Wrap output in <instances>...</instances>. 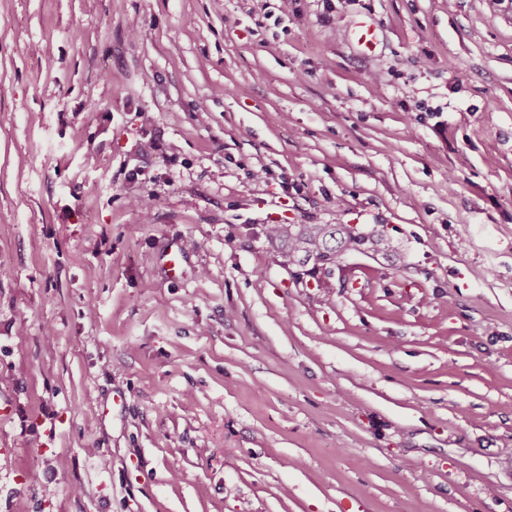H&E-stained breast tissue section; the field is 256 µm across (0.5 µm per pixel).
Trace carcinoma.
I'll return each mask as SVG.
<instances>
[{
    "mask_svg": "<svg viewBox=\"0 0 512 512\" xmlns=\"http://www.w3.org/2000/svg\"><path fill=\"white\" fill-rule=\"evenodd\" d=\"M285 249L288 262L331 272L346 252H394L390 239L379 230L360 232L348 224H277L268 235Z\"/></svg>",
    "mask_w": 512,
    "mask_h": 512,
    "instance_id": "obj_1",
    "label": "carcinoma"
}]
</instances>
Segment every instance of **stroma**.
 I'll list each match as a JSON object with an SVG mask.
<instances>
[{"label": "stroma", "instance_id": "stroma-1", "mask_svg": "<svg viewBox=\"0 0 512 512\" xmlns=\"http://www.w3.org/2000/svg\"><path fill=\"white\" fill-rule=\"evenodd\" d=\"M0 268V512H512V0H0ZM267 236L285 249L289 263L305 266L312 262V269L328 273L346 252L395 254L382 231L359 232L349 224H276Z\"/></svg>", "mask_w": 512, "mask_h": 512}]
</instances>
